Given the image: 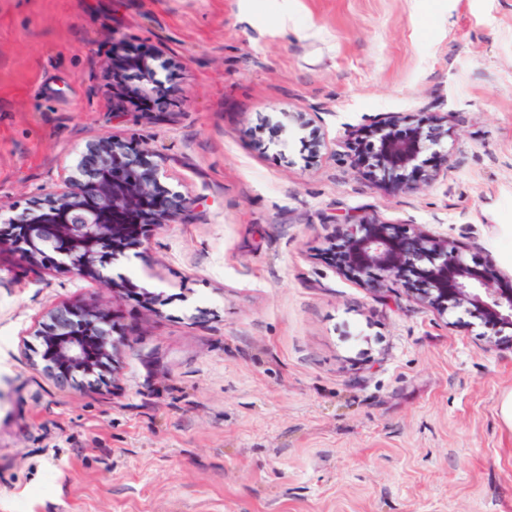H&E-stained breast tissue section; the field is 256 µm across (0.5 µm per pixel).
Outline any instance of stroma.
I'll use <instances>...</instances> for the list:
<instances>
[{"label": "stroma", "mask_w": 512, "mask_h": 512, "mask_svg": "<svg viewBox=\"0 0 512 512\" xmlns=\"http://www.w3.org/2000/svg\"><path fill=\"white\" fill-rule=\"evenodd\" d=\"M116 36L168 103L113 111ZM394 113L449 116L447 178L358 164ZM107 137L194 209L95 276L0 252V512H512V334L321 257L360 210L512 272V0H0V208ZM58 304L119 325L108 383L43 372Z\"/></svg>", "instance_id": "stroma-1"}]
</instances>
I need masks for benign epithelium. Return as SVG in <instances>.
I'll use <instances>...</instances> for the list:
<instances>
[{
  "instance_id": "7a95c632",
  "label": "benign epithelium",
  "mask_w": 512,
  "mask_h": 512,
  "mask_svg": "<svg viewBox=\"0 0 512 512\" xmlns=\"http://www.w3.org/2000/svg\"><path fill=\"white\" fill-rule=\"evenodd\" d=\"M400 117L392 116L377 126L380 135L379 169L396 174L414 165L420 152L439 145L448 137V117L436 118L419 127L410 139H399L393 127ZM158 168L145 167L143 153L126 151V143L107 138L87 146L71 172L61 178L52 199L42 212H22L0 222L22 229L16 241L0 238L18 257L31 266L46 263L68 267L84 277L118 246L121 224H179L192 211L194 200L174 193L157 213L142 209L141 201L157 189ZM344 248L350 255L352 279L375 291L404 287L398 272L416 268L427 260L429 287L413 292L418 303L436 310L441 317H455L465 325L464 316L484 315L502 328L512 329V276L502 274L498 282L485 279L479 265L468 259L466 250L448 238L431 235L418 228L403 233L396 224L360 213L345 219ZM89 322L94 315L69 305H59L47 313L50 330L61 336L60 358L70 364L84 362L85 349L72 337L76 318Z\"/></svg>"
}]
</instances>
